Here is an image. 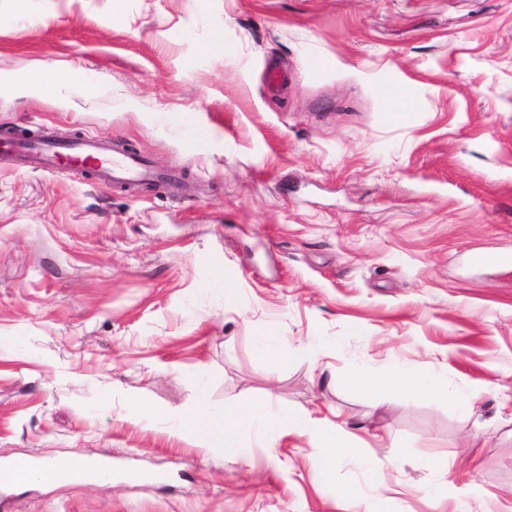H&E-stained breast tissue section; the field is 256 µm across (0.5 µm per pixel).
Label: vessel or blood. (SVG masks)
I'll return each mask as SVG.
<instances>
[{"instance_id": "vessel-or-blood-1", "label": "vessel or blood", "mask_w": 512, "mask_h": 512, "mask_svg": "<svg viewBox=\"0 0 512 512\" xmlns=\"http://www.w3.org/2000/svg\"><path fill=\"white\" fill-rule=\"evenodd\" d=\"M26 159L32 170L55 172L59 169L93 166L98 181L135 186L159 179L160 173L148 161L120 152L116 143L60 142L53 136L42 141L19 145L0 141V160Z\"/></svg>"}]
</instances>
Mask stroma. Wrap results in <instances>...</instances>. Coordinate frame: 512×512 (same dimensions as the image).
Returning <instances> with one entry per match:
<instances>
[{"instance_id": "obj_1", "label": "stroma", "mask_w": 512, "mask_h": 512, "mask_svg": "<svg viewBox=\"0 0 512 512\" xmlns=\"http://www.w3.org/2000/svg\"><path fill=\"white\" fill-rule=\"evenodd\" d=\"M37 62L1 130L112 139L164 178L0 166V462L112 464L0 487V512H512V0H0V75ZM353 366L448 394L384 401ZM202 396L345 422L362 453L327 485L294 433L205 448L168 417Z\"/></svg>"}]
</instances>
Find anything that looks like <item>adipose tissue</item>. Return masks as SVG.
<instances>
[{"mask_svg": "<svg viewBox=\"0 0 512 512\" xmlns=\"http://www.w3.org/2000/svg\"><path fill=\"white\" fill-rule=\"evenodd\" d=\"M345 383L351 387L368 385L386 396L396 394L414 399L434 398L448 392V383L441 377L398 369L377 379L353 369L347 373ZM176 416L183 428L204 430L206 442L212 447H237L239 435L245 430L256 431L259 436L258 445L266 451L274 448L277 435L296 432L308 436L318 449L313 465L326 483L335 480L338 457H355L359 454L350 433L342 425L308 416L275 412L266 401L249 402L219 415L209 408L206 401L200 400L177 411Z\"/></svg>", "mask_w": 512, "mask_h": 512, "instance_id": "adipose-tissue-1", "label": "adipose tissue"}]
</instances>
